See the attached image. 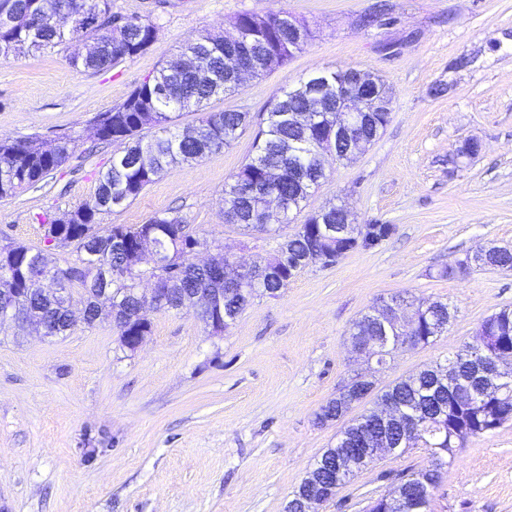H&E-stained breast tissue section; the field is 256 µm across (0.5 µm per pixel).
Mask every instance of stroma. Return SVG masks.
Listing matches in <instances>:
<instances>
[{"instance_id":"35a3bbf8","label":"stroma","mask_w":512,"mask_h":512,"mask_svg":"<svg viewBox=\"0 0 512 512\" xmlns=\"http://www.w3.org/2000/svg\"><path fill=\"white\" fill-rule=\"evenodd\" d=\"M153 20L155 41L108 70L71 68L48 48L0 58V139L72 140L66 164L0 199V236L39 245L45 217L92 201L114 146L98 142V113L128 95L203 31L230 33L244 13L287 12L308 29L285 64L212 99L208 111L266 112L281 90L353 65L384 78L390 121L355 160L330 164L308 210L345 203L356 223L392 233L336 264L300 270L279 296L255 300L223 337L191 311L160 312L137 353L110 317L46 338L33 326L0 338V512H283L291 492L336 442L322 405L355 374L352 324L381 297L448 303L433 344L397 351L371 372L376 389L474 343L482 320L512 308V271L438 270L482 246L512 247V0H113ZM386 13L370 22L378 7ZM480 142L471 159L463 140ZM230 148L170 166L102 224H142L178 209L197 236L262 262L305 219L278 234L224 221V186L252 153ZM423 449L387 456L337 492L323 512H364ZM434 512H512V422L469 440L442 471Z\"/></svg>"}]
</instances>
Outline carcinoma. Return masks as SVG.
<instances>
[{
    "label": "carcinoma",
    "instance_id": "obj_1",
    "mask_svg": "<svg viewBox=\"0 0 512 512\" xmlns=\"http://www.w3.org/2000/svg\"><path fill=\"white\" fill-rule=\"evenodd\" d=\"M86 21L75 17L76 0H0V57L19 56L31 50L64 47L75 39L91 40L96 49L89 56L68 58L74 69L108 70L144 52L156 37L155 23L149 19L124 16L112 11V0H86ZM50 12L55 23H41L37 16ZM236 24L249 35L256 56L274 66H281L293 54L288 52L291 32L288 12L269 15L244 13ZM353 67L339 69L324 76L317 87L328 99L336 98V77ZM300 84L281 92L259 123L253 142V153L246 158L231 182L224 188V222L238 224L247 231L275 232L288 223V215L301 211L312 190L326 177L330 162L321 157L319 145L330 133L335 116L322 113V120L311 130L297 122L296 112L303 109L309 89ZM238 89L224 63V40L209 32L188 41L179 56L163 63L156 72L137 87L117 107L102 112L95 120L105 144L117 143L110 167L99 174L98 188L92 201L54 215L41 225L43 246L32 248L8 237L0 239V292L17 297L20 320L36 321L48 336H65L71 330L69 309L76 304L86 306L85 324L93 326L101 316L97 307L103 289L112 290L108 315L118 335L147 336L151 332V316L170 310L191 309L193 298L203 288L224 290L220 267L228 255L215 238L209 244L217 250L216 265L206 269L195 263L190 248L193 237L173 210L154 214L143 224H113L100 227L101 216L135 200L175 163L201 159L232 146L250 126L249 113L237 110L204 111L213 97L231 94ZM194 109L203 112L189 134L177 127L180 113ZM150 131V136L143 131ZM71 141L21 138L0 140V198L13 197L62 167L70 158ZM276 195L282 202L279 214L266 213L267 196ZM151 232L160 254L178 256L179 261L160 269L128 267L138 248L141 235ZM321 236L315 212H310L297 232L287 238V260L304 255ZM96 244L97 255L89 256L90 244ZM72 248L76 259L60 266L58 251ZM488 254L490 266L512 271V248L480 247L474 256ZM55 274L58 294L45 291L42 278ZM165 276L162 301H140L134 290L141 281ZM288 286V267L276 276L245 285L249 301L232 298L224 305V313L239 316L254 299L275 297ZM391 302L414 320L411 346H425L441 335L448 326L451 313L448 304L437 301L430 310L422 302L401 297ZM481 325L496 327L499 335L486 337L483 344H466L448 363L456 379L469 389H479L484 397L476 402L454 407L455 396L448 385L436 381L443 368L439 364L388 386L379 402H392L403 416H416L419 431L412 435L396 421L374 422L366 415L344 426L340 437L353 445L361 432L370 429L396 443L399 453L414 448L428 452L432 465L412 469L404 475L407 484L409 512H429L434 490L441 482V470L451 465L457 449L471 438L491 432L485 410L497 400L503 406L499 424L512 421V387L497 399L487 392L489 376L484 362L491 353L512 348V309L503 308L486 317ZM351 408L349 395L342 393L329 400L317 415L319 422L338 420ZM325 479L333 474L348 480L353 473L341 448L326 449L316 463Z\"/></svg>",
    "mask_w": 512,
    "mask_h": 512
}]
</instances>
